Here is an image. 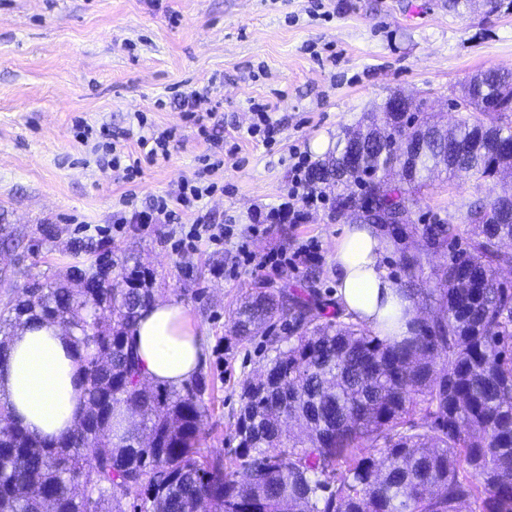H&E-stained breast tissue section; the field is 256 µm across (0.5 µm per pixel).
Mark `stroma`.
<instances>
[{"instance_id": "1", "label": "stroma", "mask_w": 512, "mask_h": 512, "mask_svg": "<svg viewBox=\"0 0 512 512\" xmlns=\"http://www.w3.org/2000/svg\"><path fill=\"white\" fill-rule=\"evenodd\" d=\"M490 67L512 68V0L457 13L448 0H0V224L15 235L13 246H0L11 273L0 283V307L18 298L28 274L62 275L95 261L70 245L90 241L83 225L111 223L125 195L143 206L201 170L210 144L176 100L198 92L209 131L239 146L212 176L223 191L204 201L215 222L233 225L232 239L181 251L179 225L130 224L101 247L113 271L148 268L157 299L179 302L205 329L201 445L230 456L240 386L269 355L264 335L235 343L230 312L260 280L316 292L328 311L340 307L334 257L348 217L324 204L301 224L263 221L299 155L318 161L344 127L396 93L426 96L430 113L452 121L449 99ZM254 99L275 109V144L247 134ZM137 112L181 137L168 160L144 165L129 183L96 164L108 140L79 142L75 124L106 128L133 150ZM497 192L438 177L410 221L426 224L459 200L488 202ZM45 224L53 236L42 235ZM312 242L315 260L285 273L241 262L243 244L258 257L290 258Z\"/></svg>"}]
</instances>
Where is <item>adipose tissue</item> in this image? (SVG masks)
<instances>
[{
	"instance_id": "1",
	"label": "adipose tissue",
	"mask_w": 512,
	"mask_h": 512,
	"mask_svg": "<svg viewBox=\"0 0 512 512\" xmlns=\"http://www.w3.org/2000/svg\"><path fill=\"white\" fill-rule=\"evenodd\" d=\"M390 248L375 225H345L336 244V296L355 320L399 339L412 332L414 305L384 268ZM131 342L147 379L178 387L197 372L206 334L183 305L164 300L142 311ZM78 371L77 353L59 326L27 324L16 331L0 362V402L33 437L55 438L73 426L84 403Z\"/></svg>"
}]
</instances>
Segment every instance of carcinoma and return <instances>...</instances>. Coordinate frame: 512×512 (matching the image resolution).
<instances>
[{
	"label": "carcinoma",
	"instance_id": "obj_1",
	"mask_svg": "<svg viewBox=\"0 0 512 512\" xmlns=\"http://www.w3.org/2000/svg\"><path fill=\"white\" fill-rule=\"evenodd\" d=\"M459 99L465 109L444 134L423 104L402 96L407 107L392 112L385 102L343 130L310 181L336 191L335 214L368 202L373 219L404 223L414 198L387 182L404 137L412 189L443 172L512 195V70L479 72ZM456 209L468 248L437 266L434 254L460 235L455 214L408 227L424 248L402 251L401 263L439 303L411 336L383 339L285 285L251 289L232 312L237 342L277 323L288 335L266 337L267 386L241 385L230 460L200 448L204 375L180 389L145 383L129 332L155 301L149 271L103 281L92 263L28 278L31 296L0 309V362L19 328L66 324L85 402L53 440L20 426L0 435V512H126L134 489L139 512H463L471 499L480 512H512V284L497 275L512 266L500 249L512 222L494 200ZM118 409L139 418L119 435Z\"/></svg>",
	"mask_w": 512,
	"mask_h": 512
}]
</instances>
